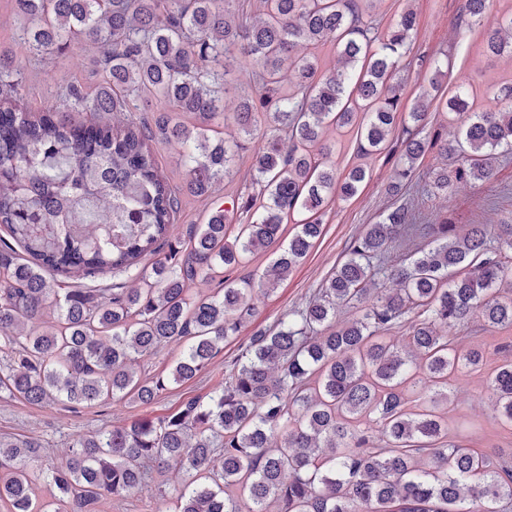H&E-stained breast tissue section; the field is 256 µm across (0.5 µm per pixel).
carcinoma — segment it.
I'll use <instances>...</instances> for the list:
<instances>
[{
	"instance_id": "carcinoma-1",
	"label": "carcinoma",
	"mask_w": 512,
	"mask_h": 512,
	"mask_svg": "<svg viewBox=\"0 0 512 512\" xmlns=\"http://www.w3.org/2000/svg\"><path fill=\"white\" fill-rule=\"evenodd\" d=\"M26 19L12 58L0 57V224L24 251L0 247V394L34 405L153 402L169 384L208 369L242 333L261 297L285 279L322 233L332 200L353 197L362 166L339 178L325 143L358 125L369 158L390 140L400 154L385 187L446 195L493 179L512 153V87L495 105L445 100L452 141L425 132L438 99L440 59L413 52L416 14L384 33L377 0H261L259 20L230 13L234 0H16ZM487 0H465L463 18L484 27L487 48L512 56V14L490 18ZM336 45L341 67L323 72L304 46ZM100 53L101 84L89 99L68 86L38 113L13 106L18 59L76 46ZM253 65L252 92L224 115L228 60ZM430 72L395 138L405 77ZM154 98L200 120L168 116L152 131L137 115ZM86 111L94 121H75ZM232 120L242 141L210 136ZM267 129L255 138L261 121ZM179 147L185 180L171 186L149 142ZM252 154L254 197L217 205L188 242L171 240L180 197H211L241 149ZM437 150L444 167L414 181ZM306 218L281 243L286 217ZM419 215L402 204L367 225L348 258L274 330L249 336L224 384L155 421L79 436L51 470L52 497L93 512L107 497L139 491L159 469L189 473L179 512H504L512 506V451L494 455L447 440L448 379L479 370L480 347L462 349L446 329L476 319L512 327V224L433 226L416 244ZM280 253L259 278L224 271L245 256ZM138 283L81 287L105 272ZM71 281L62 288L59 279ZM224 287L192 293L196 281ZM177 342L168 376L138 373L136 360ZM489 377L491 403L512 421V351ZM368 423L379 439L360 429ZM37 441L0 437V499L12 512H51L33 501Z\"/></svg>"
}]
</instances>
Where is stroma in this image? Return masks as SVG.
<instances>
[{
	"instance_id": "stroma-1",
	"label": "stroma",
	"mask_w": 512,
	"mask_h": 512,
	"mask_svg": "<svg viewBox=\"0 0 512 512\" xmlns=\"http://www.w3.org/2000/svg\"><path fill=\"white\" fill-rule=\"evenodd\" d=\"M464 0H380L376 10L379 27H387L405 8L417 14L414 50L429 55H447L448 71L440 78L443 97L457 90L469 91V103L481 110L501 86L512 83V59L490 54L483 30L461 23ZM97 51L57 53L43 59L23 62L24 91L22 105L29 111L45 108L68 84L80 83L88 93H95L100 73ZM331 160L338 173H347L362 164L367 169L357 194L331 205L321 237L308 256L280 281L274 292L263 297L246 330L254 332L273 328L288 312L302 307L329 277L337 262L343 260L351 242L365 225L382 220L388 210L403 204V197L386 194L385 186L394 158L381 153L370 158L358 154L356 128L333 131ZM414 204L428 224L442 221L464 224H512V154L502 157L491 181L460 186L448 195L415 198ZM460 346L475 345L485 350L489 365L498 363L496 348L512 343V328L498 329L475 321L451 328ZM242 339L232 338L215 355L207 372L182 385L172 386L151 404L127 399L92 405L54 404L38 406L17 398L0 401V436L41 441L42 447L31 458L34 470L47 473L58 465L72 437L134 421L151 422L179 408L192 398H206L224 382L227 366L237 358ZM486 370L463 374L459 383L450 385L448 396L452 409L448 414L449 440L488 452L512 448V425L501 421L489 400ZM191 477L185 473L160 470L151 491L131 493L100 501L96 512H176L179 495Z\"/></svg>"
}]
</instances>
